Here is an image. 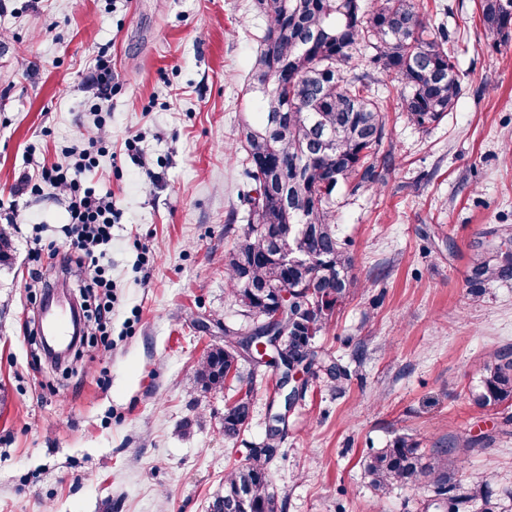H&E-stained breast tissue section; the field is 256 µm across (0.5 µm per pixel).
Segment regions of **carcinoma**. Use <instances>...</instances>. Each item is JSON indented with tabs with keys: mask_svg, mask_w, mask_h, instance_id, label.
<instances>
[{
	"mask_svg": "<svg viewBox=\"0 0 512 512\" xmlns=\"http://www.w3.org/2000/svg\"><path fill=\"white\" fill-rule=\"evenodd\" d=\"M266 19L246 90L257 95L261 121L242 124L239 145L245 172L254 184L245 224L224 252V273L243 316L261 320L265 302L243 281L273 295L281 288L303 299L288 301L283 321L251 331L224 326V346L210 349L196 380L205 392L239 376L231 347L247 349L255 340L272 343L288 325L282 357L304 363L305 377L295 399L302 398L319 365L317 337L326 332L358 282L352 273L348 242L338 236L334 196L347 184L357 192L377 191L384 183V116L371 96V72L346 76L353 58L365 55L372 72L401 84L403 111L426 131L452 111L462 92L457 59L442 24L424 20L418 0H255ZM488 45L512 41V0H478ZM288 113V122L268 128V117ZM512 228L504 230L492 255L474 264L472 281L490 282L509 270ZM472 401L481 408L512 405V351H498L484 365ZM253 409L251 387L238 391L224 410V438L236 439ZM278 435L250 449L249 461L230 470L224 494L210 512H227L240 492L250 512H275L268 463ZM364 475L379 496L395 485L434 489L427 507L435 512H508L512 491H496L483 475H457L438 453L425 454L412 438L398 435L364 460Z\"/></svg>",
	"mask_w": 512,
	"mask_h": 512,
	"instance_id": "cac0c4a2",
	"label": "carcinoma"
}]
</instances>
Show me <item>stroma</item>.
Segmentation results:
<instances>
[{
  "mask_svg": "<svg viewBox=\"0 0 512 512\" xmlns=\"http://www.w3.org/2000/svg\"><path fill=\"white\" fill-rule=\"evenodd\" d=\"M424 14L455 36L462 94L423 132L402 111L401 86L375 75L385 109L384 149L395 158L381 191L336 197L360 280L317 345L350 372L342 389L311 381L275 442L269 472L277 512H423L426 485L375 497L363 459L397 435L424 451L455 448L453 471L512 485L506 411L469 398L484 361L512 348V272L482 286L472 266L512 227V44L485 41L474 0H423ZM264 25L254 0H0V512H207L224 474L266 439L275 365L241 357L254 374L251 420L224 437V408L239 384L203 393L194 375L224 328L247 320L224 281L230 220L251 188L234 145L250 118L248 74ZM121 89L104 118L113 164L90 178L121 212L107 256L112 346L87 339L67 362L39 350L40 295L89 272L42 257L68 246L64 201L17 195L36 159L92 126L84 85L97 53ZM138 135L149 167L126 155ZM148 242L142 260L134 239Z\"/></svg>",
  "mask_w": 512,
  "mask_h": 512,
  "instance_id": "1",
  "label": "stroma"
}]
</instances>
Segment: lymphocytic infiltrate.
<instances>
[{"instance_id": "lymphocytic-infiltrate-1", "label": "lymphocytic infiltrate", "mask_w": 512, "mask_h": 512, "mask_svg": "<svg viewBox=\"0 0 512 512\" xmlns=\"http://www.w3.org/2000/svg\"><path fill=\"white\" fill-rule=\"evenodd\" d=\"M111 144L112 135L105 122H95L70 148L73 164H36L32 171L23 174L20 188L21 193L35 197L50 191L65 201L70 224L68 251L77 263L91 270V287L105 292L94 311L96 328L102 333L112 318V281L99 264L98 249L111 243L118 212L111 194L100 193L85 174L98 166Z\"/></svg>"}]
</instances>
